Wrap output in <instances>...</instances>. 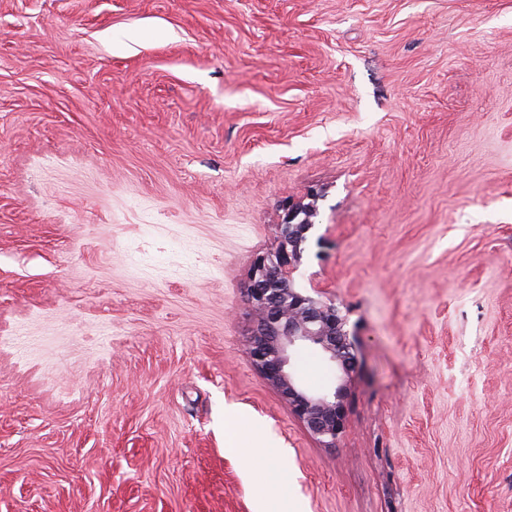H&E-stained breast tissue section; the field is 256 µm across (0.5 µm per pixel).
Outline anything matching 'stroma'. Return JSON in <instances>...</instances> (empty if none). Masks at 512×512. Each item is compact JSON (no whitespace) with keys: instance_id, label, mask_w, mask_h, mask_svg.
I'll list each match as a JSON object with an SVG mask.
<instances>
[{"instance_id":"stroma-1","label":"stroma","mask_w":512,"mask_h":512,"mask_svg":"<svg viewBox=\"0 0 512 512\" xmlns=\"http://www.w3.org/2000/svg\"><path fill=\"white\" fill-rule=\"evenodd\" d=\"M338 447L259 374L283 203ZM0 512H512V0H0ZM313 197V192L306 196ZM306 198L288 200L275 224V247L252 259L245 294L259 319L249 336L250 363L307 433L322 447L335 448L346 431L357 342L349 328V309L322 288H306L297 279L318 225ZM308 350L331 370L323 387H308L297 371L298 357Z\"/></svg>"}]
</instances>
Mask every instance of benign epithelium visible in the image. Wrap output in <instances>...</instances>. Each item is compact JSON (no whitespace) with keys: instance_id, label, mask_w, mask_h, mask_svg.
Instances as JSON below:
<instances>
[{"instance_id":"7a95c632","label":"benign epithelium","mask_w":512,"mask_h":512,"mask_svg":"<svg viewBox=\"0 0 512 512\" xmlns=\"http://www.w3.org/2000/svg\"><path fill=\"white\" fill-rule=\"evenodd\" d=\"M313 197L310 192L283 206L275 247L252 259L245 294L258 321L249 336V354L253 369L307 433L322 447L334 448L346 431L356 336L349 328V309L320 288L304 287L296 276L316 227V210L305 202ZM308 350L331 370L323 387H308L297 371L298 357Z\"/></svg>"}]
</instances>
